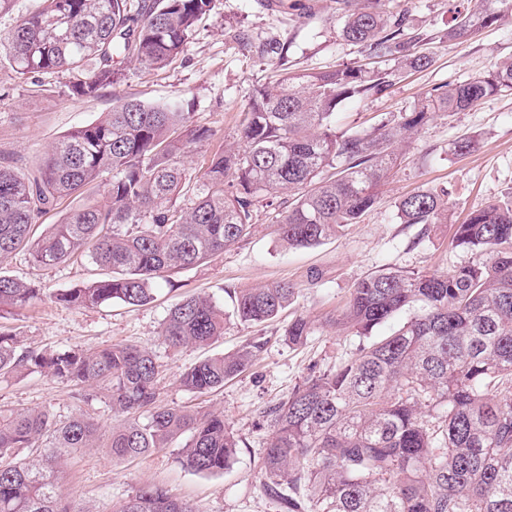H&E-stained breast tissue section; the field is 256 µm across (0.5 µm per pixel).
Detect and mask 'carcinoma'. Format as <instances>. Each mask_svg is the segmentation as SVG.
I'll return each instance as SVG.
<instances>
[{
	"label": "carcinoma",
	"mask_w": 512,
	"mask_h": 512,
	"mask_svg": "<svg viewBox=\"0 0 512 512\" xmlns=\"http://www.w3.org/2000/svg\"><path fill=\"white\" fill-rule=\"evenodd\" d=\"M212 0H43L0 39L15 72L67 73L69 95L94 97L120 82L118 59L162 66L180 54ZM355 3L342 37L373 56L397 54L394 69L344 66L281 77L274 91L248 104L244 147L226 145L205 180L191 181L186 149L208 141L176 104L119 99L106 115L68 133L26 177L0 163V258L27 250L50 267L86 255L110 274L60 290L74 308L154 300L159 280L201 264L250 233L259 199L297 197L277 233L290 248L320 244L356 224L409 142L439 112H461L482 99L512 93V60L486 75L422 94L410 112L370 129L336 132V110L348 99L381 94L402 71L423 69L426 55L399 41L404 19ZM458 14L456 40L512 22V0ZM104 202L69 213L38 232L42 211L92 186ZM190 195L186 206L177 204ZM451 193L423 190L401 199L402 224L448 223ZM452 243L475 259L446 273L384 268L352 288L338 325L366 342L356 355L313 375L264 411L271 428L262 462L265 490L281 512H512V197L470 214ZM295 289L287 283L240 292L233 315L244 325L276 318ZM32 282L0 275V314L41 299ZM410 318L384 336L373 330L402 311ZM226 314L206 296L187 295L161 329L172 346H209L224 335ZM311 335L303 317L285 330L288 343ZM206 357L180 384L205 393L242 373L261 351ZM160 364L152 353L114 344L96 350L17 348L0 332V377L40 374L76 387L84 401L100 383L112 409L147 412L112 427V458L147 456L181 437L179 462L197 473H221L239 440L217 412L188 413L157 404ZM97 426L84 415L59 423L44 410H0V512H76L64 500V455L96 447ZM121 512H197L163 487L140 486Z\"/></svg>",
	"instance_id": "carcinoma-1"
}]
</instances>
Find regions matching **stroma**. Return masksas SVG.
Returning a JSON list of instances; mask_svg holds the SVG:
<instances>
[{"mask_svg":"<svg viewBox=\"0 0 512 512\" xmlns=\"http://www.w3.org/2000/svg\"><path fill=\"white\" fill-rule=\"evenodd\" d=\"M393 15L405 19L404 35L413 52L427 53L432 64L397 76L381 96L342 104L337 127L369 128L391 112L411 110L435 86L457 83L492 71L512 58V24L485 27L451 40L454 16L478 8L479 0H385ZM345 0H213L208 16L195 26L183 52L161 69L129 60L124 76L92 98L69 97L65 74L20 75L0 64V161L28 173L55 143L73 129L98 120L121 98L150 105L179 101L212 138L191 149L186 161L202 177L211 153L237 140L251 97L275 86L283 73L333 70L363 65L393 66L392 57L373 58L340 35ZM470 138L471 152L457 155L455 142ZM448 187L454 205L444 224L399 223L398 201L417 190ZM512 193V94L484 98L474 107L436 114L423 126L381 187L377 204L339 237L308 248L288 249L279 240L277 218L288 195L259 201L249 235L224 253L176 274V290L161 286L154 301L139 307L120 303L77 309L45 297L0 318V330L15 335L19 347L97 349L114 343L138 346L162 365L159 402L188 410L223 413L241 441L230 468L217 474L184 468L178 451L165 448L133 461L114 460L107 444L121 416L112 410L108 390L95 399L76 398L69 384L36 374L0 379L1 409H43L57 421L85 415L99 426V445L74 453L64 466L62 490L80 512H120L140 486H164L192 502L198 512H280L263 489L261 462L270 438L263 409L287 396L318 371L354 355L357 336L339 332L335 321L351 289L366 275L396 267L439 271L467 264L471 252L452 246L456 224ZM0 273L57 291L100 277V268L74 257L53 267L36 265L18 251L0 260ZM279 281L294 284L293 303L278 318L257 327L233 319V294ZM210 296L230 315L223 336L210 347H169L161 327L169 309L183 296ZM308 319L312 333L305 345L284 339L296 317ZM261 342L259 357L222 388L205 394L180 387V375L205 356Z\"/></svg>","mask_w":512,"mask_h":512,"instance_id":"35a3bbf8","label":"stroma"}]
</instances>
